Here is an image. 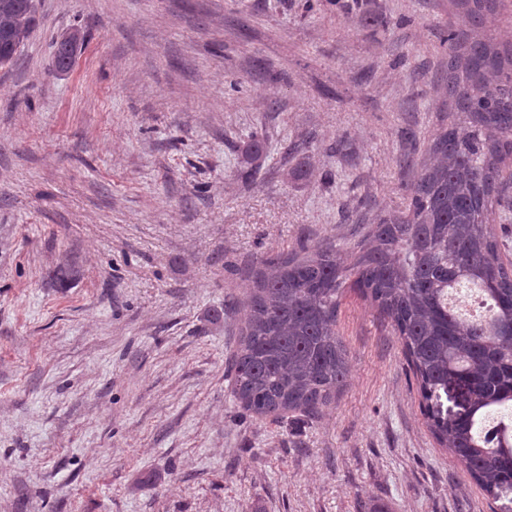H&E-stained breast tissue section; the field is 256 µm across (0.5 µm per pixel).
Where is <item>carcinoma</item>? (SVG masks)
<instances>
[{"instance_id":"carcinoma-1","label":"carcinoma","mask_w":512,"mask_h":512,"mask_svg":"<svg viewBox=\"0 0 512 512\" xmlns=\"http://www.w3.org/2000/svg\"><path fill=\"white\" fill-rule=\"evenodd\" d=\"M463 26H448V126L431 140L429 159L410 189L405 213L379 216L353 254L332 246L291 252L252 271L242 340L231 363L233 393L260 417L286 410L318 415L341 391L349 352L336 331L341 300L351 291L374 304L398 336L418 385L431 433L499 512H512V423L492 440L481 422L512 410V268L488 228L505 201L512 162V47L483 30L500 0H453ZM37 24L35 0H0V66L13 62ZM82 36L57 46L58 67L70 66ZM244 148L242 173L262 157ZM477 291L489 310L466 319L450 302ZM467 389L448 412V382Z\"/></svg>"}]
</instances>
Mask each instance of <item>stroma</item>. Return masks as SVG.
Masks as SVG:
<instances>
[{
  "label": "stroma",
  "instance_id": "1",
  "mask_svg": "<svg viewBox=\"0 0 512 512\" xmlns=\"http://www.w3.org/2000/svg\"><path fill=\"white\" fill-rule=\"evenodd\" d=\"M36 5L0 66V512H492L371 302L317 416L249 415L229 372L253 267L404 211L451 0ZM82 39L83 37L80 32L76 30L58 44L56 50V61L58 67L66 69L70 66L74 53Z\"/></svg>",
  "mask_w": 512,
  "mask_h": 512
}]
</instances>
